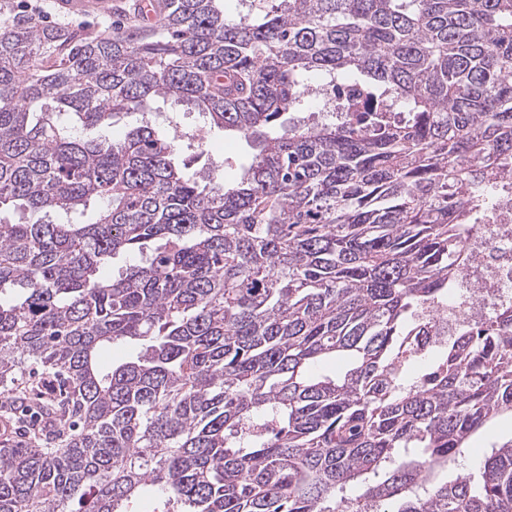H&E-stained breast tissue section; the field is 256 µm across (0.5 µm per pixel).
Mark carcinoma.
<instances>
[{
    "label": "carcinoma",
    "mask_w": 512,
    "mask_h": 512,
    "mask_svg": "<svg viewBox=\"0 0 512 512\" xmlns=\"http://www.w3.org/2000/svg\"><path fill=\"white\" fill-rule=\"evenodd\" d=\"M247 2L0 3V399L68 433L11 416L0 512H512V437L439 479L512 415V307L419 317L512 176V0ZM313 74L366 101L285 125ZM159 97L261 149L211 182L176 134H101ZM58 0H26L13 1L18 9H31L40 12L46 23H58L67 25H79L93 27L96 31H103L112 26V8L105 14H93L85 16H67L59 11Z\"/></svg>",
    "instance_id": "carcinoma-1"
}]
</instances>
